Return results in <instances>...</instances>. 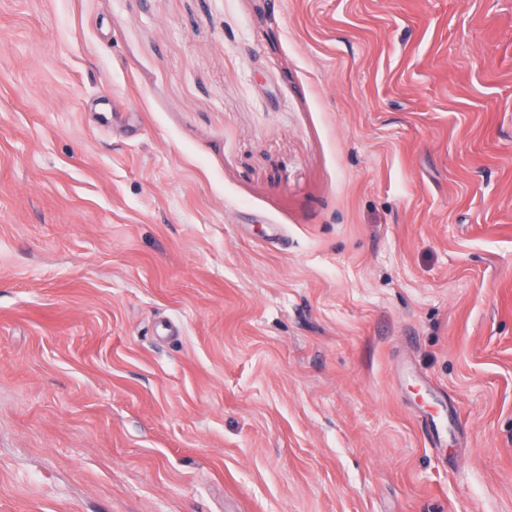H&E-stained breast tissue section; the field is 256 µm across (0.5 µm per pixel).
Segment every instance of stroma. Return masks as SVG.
Wrapping results in <instances>:
<instances>
[{"instance_id": "35a3bbf8", "label": "stroma", "mask_w": 512, "mask_h": 512, "mask_svg": "<svg viewBox=\"0 0 512 512\" xmlns=\"http://www.w3.org/2000/svg\"><path fill=\"white\" fill-rule=\"evenodd\" d=\"M0 512H512V0H0ZM459 412L455 408H448V417L443 421V417H430L424 421V428L430 438L434 441L440 439L445 431L450 430L458 421Z\"/></svg>"}]
</instances>
